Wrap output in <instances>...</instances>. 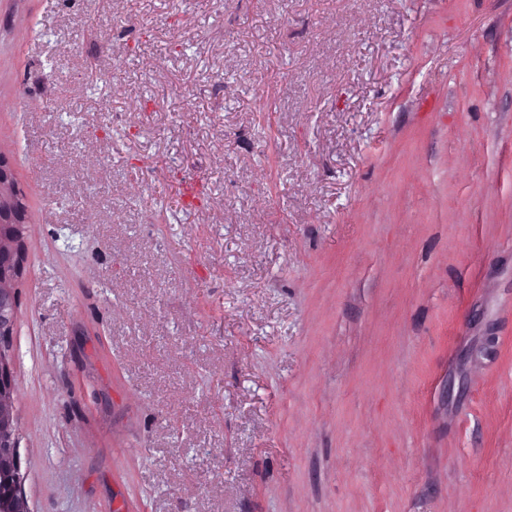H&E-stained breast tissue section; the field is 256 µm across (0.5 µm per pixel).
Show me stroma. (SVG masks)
<instances>
[{"instance_id": "stroma-1", "label": "stroma", "mask_w": 512, "mask_h": 512, "mask_svg": "<svg viewBox=\"0 0 512 512\" xmlns=\"http://www.w3.org/2000/svg\"><path fill=\"white\" fill-rule=\"evenodd\" d=\"M0 151L32 512H512V0H0Z\"/></svg>"}]
</instances>
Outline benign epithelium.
Wrapping results in <instances>:
<instances>
[{
	"mask_svg": "<svg viewBox=\"0 0 512 512\" xmlns=\"http://www.w3.org/2000/svg\"><path fill=\"white\" fill-rule=\"evenodd\" d=\"M26 195L0 152V512H31L22 488L15 414L16 384L11 336L18 313V285L28 245Z\"/></svg>",
	"mask_w": 512,
	"mask_h": 512,
	"instance_id": "benign-epithelium-1",
	"label": "benign epithelium"
}]
</instances>
